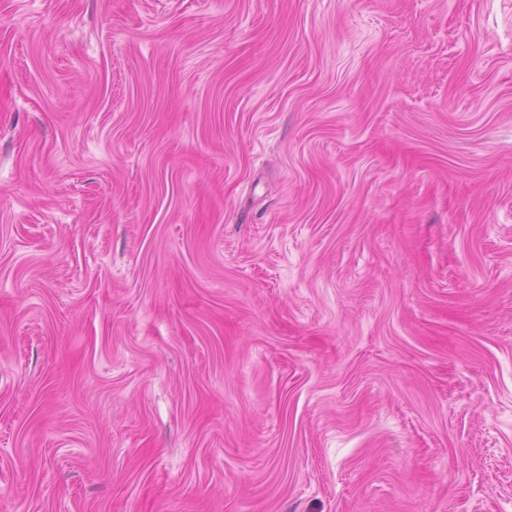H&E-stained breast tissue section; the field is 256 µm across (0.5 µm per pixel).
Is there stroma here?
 I'll list each match as a JSON object with an SVG mask.
<instances>
[{
    "instance_id": "stroma-1",
    "label": "stroma",
    "mask_w": 512,
    "mask_h": 512,
    "mask_svg": "<svg viewBox=\"0 0 512 512\" xmlns=\"http://www.w3.org/2000/svg\"><path fill=\"white\" fill-rule=\"evenodd\" d=\"M0 512H512V0H0Z\"/></svg>"
}]
</instances>
